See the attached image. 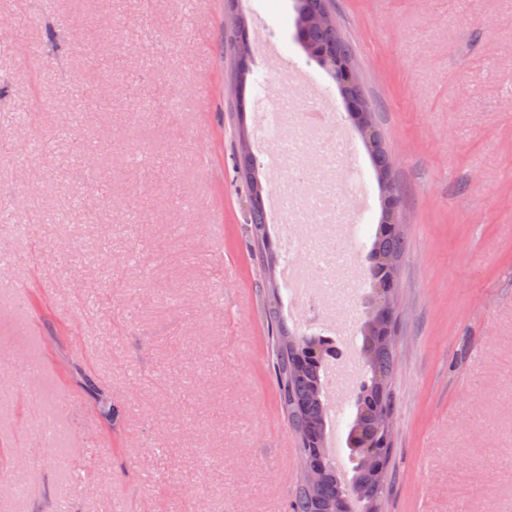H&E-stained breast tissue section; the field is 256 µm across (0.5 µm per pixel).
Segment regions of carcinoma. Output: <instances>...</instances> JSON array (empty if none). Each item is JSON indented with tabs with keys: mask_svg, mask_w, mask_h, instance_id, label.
Wrapping results in <instances>:
<instances>
[{
	"mask_svg": "<svg viewBox=\"0 0 512 512\" xmlns=\"http://www.w3.org/2000/svg\"><path fill=\"white\" fill-rule=\"evenodd\" d=\"M295 34L298 43L313 53L318 63L336 82L343 99L359 97L367 111L352 113L351 119L366 139L379 186L383 193L382 218L367 255L365 279L372 298L358 323L359 354L363 372L355 393V415L349 426L347 447L355 462L352 476L345 482L336 473V463L327 448L329 412L323 400V369L328 358L336 355V343L318 333H307L294 325L281 311L276 298L274 277L279 260V247L269 236L264 205L266 188L262 185L256 159L247 147L252 136L246 119L247 88L255 82L252 70L236 69L235 112L240 148L233 154L237 179L249 208L246 223L252 251L260 259L264 277L258 288L262 313L271 336L270 366L278 388L282 415L296 434L300 477L290 496L287 512H379V504L388 492V472H377L374 459L385 435L386 417L394 418L396 399L391 390L394 372V339H387L385 309L397 296L386 288L387 281L399 279L400 260L408 241L403 225L398 223V207L391 205L389 195L399 194L391 179V159L382 144L372 104L365 98L357 75L344 77L339 62H353L351 44L339 33L330 14L329 0H295ZM84 386L92 393L97 410L107 422L115 419L112 398L102 392L94 380L85 375ZM318 468L314 477L306 475Z\"/></svg>",
	"mask_w": 512,
	"mask_h": 512,
	"instance_id": "cac0c4a2",
	"label": "carcinoma"
}]
</instances>
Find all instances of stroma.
I'll return each mask as SVG.
<instances>
[{
    "mask_svg": "<svg viewBox=\"0 0 512 512\" xmlns=\"http://www.w3.org/2000/svg\"><path fill=\"white\" fill-rule=\"evenodd\" d=\"M333 7L379 107L409 242L382 510L512 512V0ZM230 8L250 29L248 114L282 78L271 43L348 136L363 172L348 256L365 261L381 190L336 84L295 39L293 0H26L24 38L0 28V139L14 142L0 152L14 213L0 220L14 259L0 268V474L15 487L0 512H285L296 439L267 371L263 269L232 169ZM81 83L104 106L78 111ZM20 112L33 119L19 134ZM78 370L110 394L115 423Z\"/></svg>",
    "mask_w": 512,
    "mask_h": 512,
    "instance_id": "obj_1",
    "label": "stroma"
}]
</instances>
